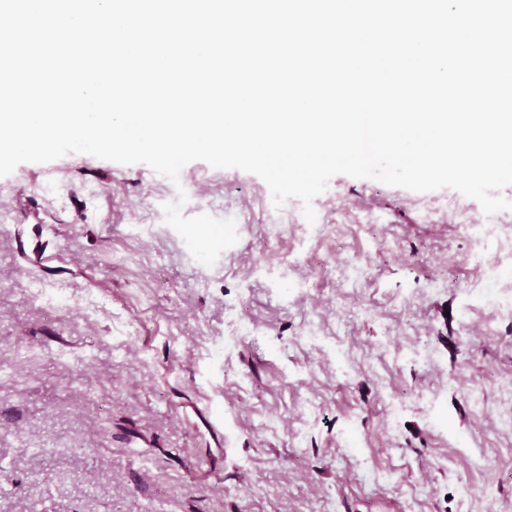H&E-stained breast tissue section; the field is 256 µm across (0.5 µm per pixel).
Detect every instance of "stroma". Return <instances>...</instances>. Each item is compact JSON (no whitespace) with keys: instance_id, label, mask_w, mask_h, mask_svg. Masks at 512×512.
<instances>
[{"instance_id":"stroma-1","label":"stroma","mask_w":512,"mask_h":512,"mask_svg":"<svg viewBox=\"0 0 512 512\" xmlns=\"http://www.w3.org/2000/svg\"><path fill=\"white\" fill-rule=\"evenodd\" d=\"M182 194L235 222L213 266ZM312 206L203 161L0 177V512H512V315L474 293L512 211L345 174Z\"/></svg>"}]
</instances>
